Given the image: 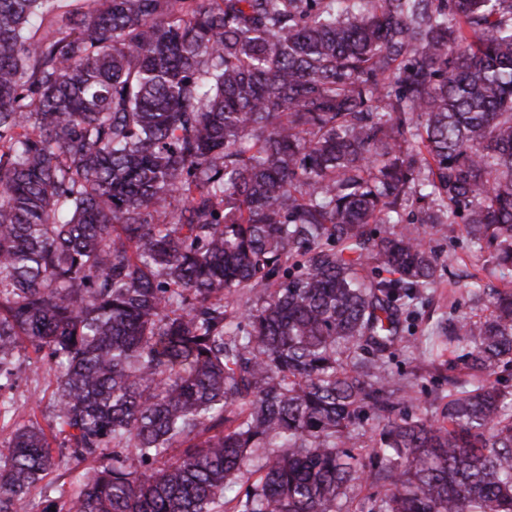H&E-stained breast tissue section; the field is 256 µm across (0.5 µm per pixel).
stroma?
Wrapping results in <instances>:
<instances>
[{"label": "stroma", "instance_id": "stroma-1", "mask_svg": "<svg viewBox=\"0 0 512 512\" xmlns=\"http://www.w3.org/2000/svg\"><path fill=\"white\" fill-rule=\"evenodd\" d=\"M425 243L440 260L450 261L453 281L427 290L425 301L419 304L408 331L395 344L386 367L394 377L411 381L410 393L402 401L401 410L413 417L436 420L448 401L451 355L435 326L451 316L476 319L485 315L486 310L469 300L470 276L478 268L469 257L463 229L427 230ZM40 363V354L31 346L22 347L11 389L18 409L15 414L0 419V435L10 433L18 422H33L46 430L52 426L55 381L52 373L41 369Z\"/></svg>", "mask_w": 512, "mask_h": 512}]
</instances>
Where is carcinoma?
<instances>
[{"label":"carcinoma","mask_w":512,"mask_h":512,"mask_svg":"<svg viewBox=\"0 0 512 512\" xmlns=\"http://www.w3.org/2000/svg\"><path fill=\"white\" fill-rule=\"evenodd\" d=\"M427 224L507 283L436 422L385 368ZM24 343L95 466L37 508L18 424L0 512H512V0H0V415Z\"/></svg>","instance_id":"cac0c4a2"}]
</instances>
